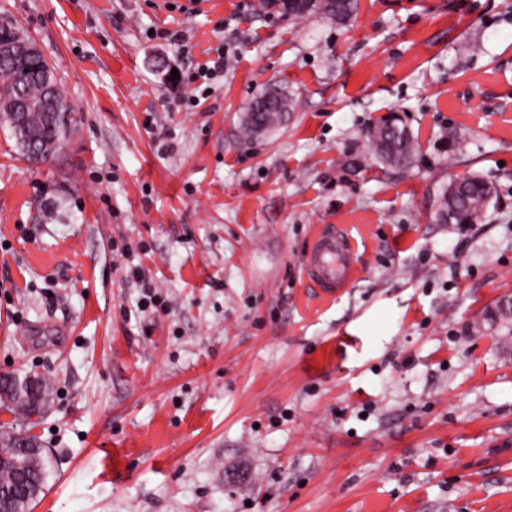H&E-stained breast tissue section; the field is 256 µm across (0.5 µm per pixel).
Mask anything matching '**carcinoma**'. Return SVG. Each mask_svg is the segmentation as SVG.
Listing matches in <instances>:
<instances>
[{
  "label": "carcinoma",
  "instance_id": "obj_1",
  "mask_svg": "<svg viewBox=\"0 0 512 512\" xmlns=\"http://www.w3.org/2000/svg\"><path fill=\"white\" fill-rule=\"evenodd\" d=\"M283 14L291 19L302 20L311 16L321 17L344 25L357 15L359 0H314L309 8L296 0H279ZM44 64L38 58L6 59L0 57V123L11 127V131L24 157H29L27 148L31 144L42 145L52 139L66 140L74 123L59 125L49 122L47 112L61 114L73 112V108L61 90H56L50 108L37 106L46 99L42 75ZM281 98L270 96V90L256 95L247 107L249 112L260 113L259 119L271 134L288 121L293 99L285 91ZM25 113V120L18 129L13 127L9 112ZM369 155L375 164L384 168L407 172L418 157L419 145L406 122L393 113L382 117L369 126L365 133ZM491 187L478 176L463 178V190L457 199L448 202V187L444 186L435 200L434 220L442 224H460L476 219L490 203ZM53 389L51 383L35 374H0V409L14 416L11 422L0 424V495L13 490L16 471L25 466L38 494L21 495L11 502L13 512H31L46 488L50 476L49 460L42 448H24L18 435L24 429L16 420H24L46 413Z\"/></svg>",
  "mask_w": 512,
  "mask_h": 512
}]
</instances>
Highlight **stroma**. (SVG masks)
<instances>
[{
    "instance_id": "35a3bbf8",
    "label": "stroma",
    "mask_w": 512,
    "mask_h": 512,
    "mask_svg": "<svg viewBox=\"0 0 512 512\" xmlns=\"http://www.w3.org/2000/svg\"><path fill=\"white\" fill-rule=\"evenodd\" d=\"M1 16L77 119L45 163L0 125V373L55 390L33 512H512V0H359L345 26L263 0ZM270 86L286 125L243 139ZM396 110L412 171L346 167ZM469 175L492 203L434 223ZM322 224L359 246L334 298L302 272Z\"/></svg>"
}]
</instances>
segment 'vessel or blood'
<instances>
[{
    "instance_id": "obj_1",
    "label": "vessel or blood",
    "mask_w": 512,
    "mask_h": 512,
    "mask_svg": "<svg viewBox=\"0 0 512 512\" xmlns=\"http://www.w3.org/2000/svg\"><path fill=\"white\" fill-rule=\"evenodd\" d=\"M356 246L350 234L341 227L323 226L304 255L307 278L326 295H336L348 288L356 278Z\"/></svg>"
}]
</instances>
